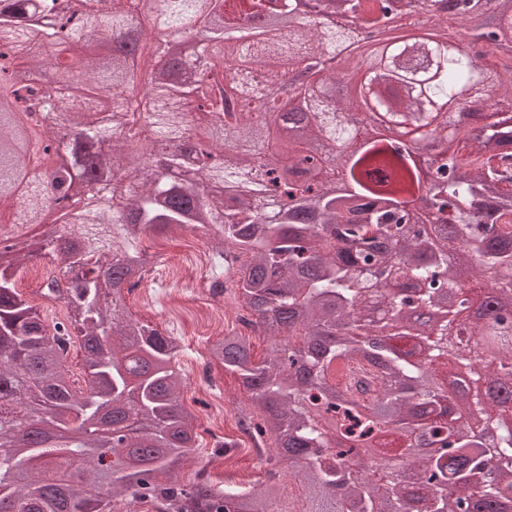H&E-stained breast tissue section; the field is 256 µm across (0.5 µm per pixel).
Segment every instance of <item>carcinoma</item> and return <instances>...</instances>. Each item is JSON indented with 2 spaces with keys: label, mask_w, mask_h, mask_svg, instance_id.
<instances>
[{
  "label": "carcinoma",
  "mask_w": 512,
  "mask_h": 512,
  "mask_svg": "<svg viewBox=\"0 0 512 512\" xmlns=\"http://www.w3.org/2000/svg\"><path fill=\"white\" fill-rule=\"evenodd\" d=\"M0 0V215L25 207V223L60 261L43 295L62 299L80 325L85 389L72 393L62 365L74 345L71 327L42 324L16 288L25 244L0 253V402L56 431L46 446L0 424V512H124L123 498L146 512H295L284 506L280 472L300 474L302 512H512V316L485 322L489 310L512 311V64L490 53L457 55L442 37H404L378 52L361 76L363 102L386 113L402 132L421 135L448 125L451 101L469 92L491 100L494 120L475 133L440 143L447 158L436 177L421 171L390 137L371 135L345 171L352 186L331 192L323 165L351 137L342 104L327 94L335 76L319 77L299 103L320 113L288 141L289 167L272 143L292 117L275 87L323 53L360 48L351 26L312 29L296 0ZM400 0H332L354 11L361 28L380 30ZM460 25L480 26L474 0H458ZM494 43L512 44V0H497ZM168 38L154 33L156 24ZM193 32L195 53L172 44ZM50 69L55 86L13 82L17 72ZM269 76L266 125L245 105L252 98L239 72ZM60 113L76 131L72 167L31 185L28 134L17 114ZM208 120L207 143L194 129ZM142 158L162 149L161 169L132 189L120 182L103 194L104 155ZM264 155L262 172L253 174ZM89 191L80 208L47 213L68 196L75 177ZM455 205L449 232L429 239L408 228L414 215L399 199L415 195ZM198 231L217 238L251 325L273 340L258 362L236 329L211 344L214 364L232 373L258 413L239 426L257 444L276 441L258 491H227L206 469L183 485L171 471L192 459L196 419L184 407L175 369L178 345L151 324L134 321L122 300L150 266L146 234ZM477 257L476 286L458 291L448 255ZM88 268L83 278L71 273ZM137 378V388L130 379ZM136 390L152 427L130 446H108L93 428L99 412ZM461 402L497 430L482 434L444 415ZM389 425L402 445L370 472L357 466L364 444ZM342 429L348 447L326 446ZM419 486L400 470L415 444ZM110 447L112 469L96 465ZM152 453L142 456L139 448ZM496 474L484 473L488 455Z\"/></svg>",
  "instance_id": "cac0c4a2"
}]
</instances>
